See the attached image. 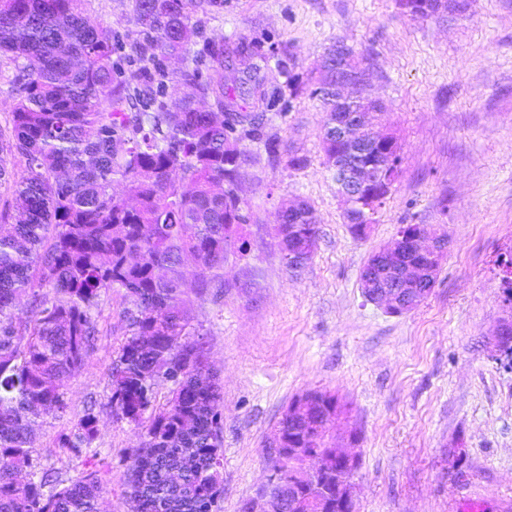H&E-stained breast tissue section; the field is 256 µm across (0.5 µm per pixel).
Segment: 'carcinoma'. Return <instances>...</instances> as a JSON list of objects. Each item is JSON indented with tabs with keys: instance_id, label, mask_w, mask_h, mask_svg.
Here are the masks:
<instances>
[{
	"instance_id": "1",
	"label": "carcinoma",
	"mask_w": 512,
	"mask_h": 512,
	"mask_svg": "<svg viewBox=\"0 0 512 512\" xmlns=\"http://www.w3.org/2000/svg\"><path fill=\"white\" fill-rule=\"evenodd\" d=\"M82 2L0 0V56L18 70L13 146L26 166L13 182L16 213L0 218V512H99L98 472L64 485L40 471L31 432L42 415L65 411L61 381L96 346L94 312L112 288L131 308L109 406L138 425L149 416L130 452L132 512H213L224 493L223 396L190 330L189 293L222 297L228 255L250 251L236 159L246 140L277 153L264 111L286 115L296 88L291 76L270 87L257 77L249 111L235 89L203 78L204 66L224 68V42L193 50V18L223 11L224 0H132L130 73L112 59V30L91 24ZM396 4L412 18L433 16L430 0ZM264 43L240 44V64L258 71L270 59ZM331 81L322 73L312 90L330 114L339 111L324 90ZM171 85L185 92L173 98ZM348 107L382 104L368 94ZM400 161L393 149L362 159L386 164L392 182ZM290 208L298 242L316 244L310 207L282 206L285 222ZM161 384L170 385L162 404ZM334 412L335 397L310 400L306 452H330L321 423ZM96 432L88 411L60 447L89 448Z\"/></svg>"
}]
</instances>
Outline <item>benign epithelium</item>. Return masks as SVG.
I'll use <instances>...</instances> for the list:
<instances>
[{"instance_id":"obj_1","label":"benign epithelium","mask_w":512,"mask_h":512,"mask_svg":"<svg viewBox=\"0 0 512 512\" xmlns=\"http://www.w3.org/2000/svg\"><path fill=\"white\" fill-rule=\"evenodd\" d=\"M464 0H436L434 9L442 17H453L456 11L465 7ZM369 87L367 73L358 65L340 73H336V83L332 90L336 99L345 98L344 90L358 89L367 91ZM365 121L362 112H337L329 125V134L336 137V142L345 145L344 151L332 159L331 170L334 173L338 193L346 203L344 216L351 222L353 199L364 196V208L372 210L377 207L379 199L367 191L372 184L369 177L360 176L362 170L358 159L375 145H384L387 138L373 137L366 142L356 136V131ZM447 236L433 233L422 225L407 224L401 228L393 243L375 250L370 261L364 265L360 273V283L364 287L366 301L384 309L393 316H401L421 305L429 296L435 285L442 260L447 254ZM315 246L296 247L288 243V264L298 267L309 260L314 254ZM512 333V315L502 318L493 332V347L499 352ZM286 426L277 425L267 443L270 448L272 473L268 484L257 497L242 504L241 512H266L268 510V492L283 482V474L288 470V462L299 452L297 448L287 447L285 439ZM318 466L310 473H303L297 468V482L307 485L317 482L320 475L328 469V461L316 456ZM336 463L339 473L336 478V506L340 512H356L352 478L360 466V458L356 454L336 449Z\"/></svg>"}]
</instances>
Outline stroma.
Segmentation results:
<instances>
[{
  "mask_svg": "<svg viewBox=\"0 0 512 512\" xmlns=\"http://www.w3.org/2000/svg\"><path fill=\"white\" fill-rule=\"evenodd\" d=\"M91 23L132 40L130 0H84ZM225 49L271 37L295 60L298 91L287 116L268 112L277 156L248 143L241 195L255 221L252 249L224 264L220 300L198 298L191 326L203 334L223 387L224 495L218 512H240L271 473L266 441L284 410L310 392L336 395L328 426L347 447L358 428L362 464L353 477L356 512H512V370L491 346L503 299L502 264L512 258V0H474L453 21L413 19L395 0H226L203 17ZM351 48L384 109L378 129L400 146L402 172L367 238L344 220L324 163L325 109L309 87L329 47ZM15 68L0 57V158L25 172L11 147ZM304 158L301 167L291 158ZM308 203L319 230L303 266L290 267L274 243L285 202ZM430 224L448 235L429 297L392 316L361 294L369 255L402 225ZM124 292L102 294L97 348L66 378L65 412L44 417L33 450L41 467L70 482L96 470L102 512H130L128 453L143 426L108 406L113 352L127 334ZM96 397L98 432L73 453L58 445Z\"/></svg>",
  "mask_w": 512,
  "mask_h": 512,
  "instance_id": "obj_1",
  "label": "stroma"
}]
</instances>
